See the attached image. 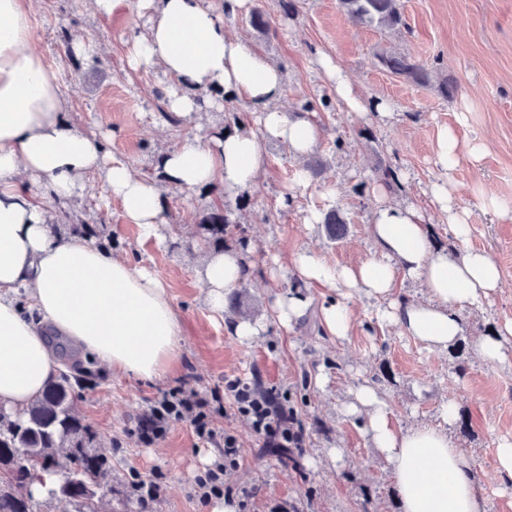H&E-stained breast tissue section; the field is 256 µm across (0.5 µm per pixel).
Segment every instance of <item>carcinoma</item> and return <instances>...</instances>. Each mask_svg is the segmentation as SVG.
I'll return each mask as SVG.
<instances>
[{
  "instance_id": "carcinoma-1",
  "label": "carcinoma",
  "mask_w": 512,
  "mask_h": 512,
  "mask_svg": "<svg viewBox=\"0 0 512 512\" xmlns=\"http://www.w3.org/2000/svg\"><path fill=\"white\" fill-rule=\"evenodd\" d=\"M348 18L358 25L395 31L405 26L399 0H340ZM389 72L416 83L430 80V71L400 53L379 56ZM228 205H215L203 217L205 247L224 249L244 242L240 224L229 219ZM330 238H336L345 224L332 209L323 218ZM85 371L65 374L49 385L43 396L21 417L0 409V512H34L29 489L32 471L62 469L65 479L49 490L74 505V512H95L94 498L100 490H112V464L97 451L98 434L72 410V382Z\"/></svg>"
}]
</instances>
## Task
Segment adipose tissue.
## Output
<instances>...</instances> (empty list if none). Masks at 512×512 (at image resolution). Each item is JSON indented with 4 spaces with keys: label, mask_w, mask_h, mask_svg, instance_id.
Segmentation results:
<instances>
[{
    "label": "adipose tissue",
    "mask_w": 512,
    "mask_h": 512,
    "mask_svg": "<svg viewBox=\"0 0 512 512\" xmlns=\"http://www.w3.org/2000/svg\"><path fill=\"white\" fill-rule=\"evenodd\" d=\"M143 2L148 32L132 38L127 63L134 70L160 67L194 86V93L170 96L173 116L188 119L212 107V100L197 97L202 89L222 91L225 101L244 103L258 117L257 129L219 131L165 151L160 164L172 184L190 192L219 181L225 196L234 197L266 169L261 139L279 141L299 158L316 147L321 129L309 114L278 106L282 70L224 29L220 12H237L243 0H226L220 10L204 0ZM65 110L59 75L34 46L29 0H0V409L14 415L41 398L63 369L44 329L95 355L113 373L142 381L164 378L180 359L181 324L165 284L97 240L57 228L44 204L48 197L69 200L85 175L100 171L126 223L152 238L162 222L158 181L111 158L106 134L68 123ZM430 193L448 216L451 238L465 247L458 258L435 250L419 208L383 203L371 214L377 257L346 268L307 250L296 254L293 267L304 283L387 299L383 320L431 352L458 339L460 311L495 294L501 273L485 251L468 247L471 226L452 183L433 184ZM402 274L420 278L427 299L397 297ZM242 278L238 251L208 254L200 279L215 316H223L224 296ZM355 399L390 468L400 512H487L472 457L447 431L397 427L372 388H359Z\"/></svg>",
    "instance_id": "adipose-tissue-1"
}]
</instances>
